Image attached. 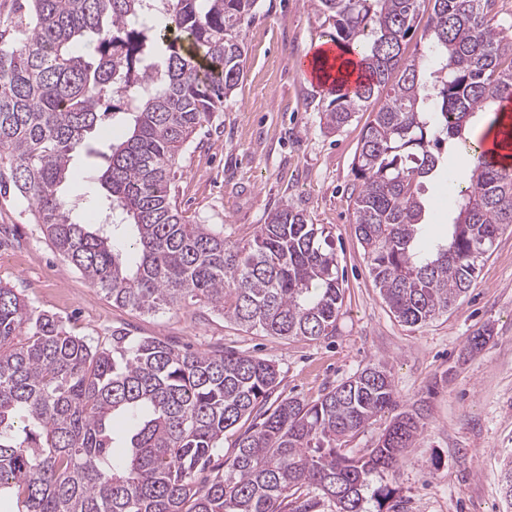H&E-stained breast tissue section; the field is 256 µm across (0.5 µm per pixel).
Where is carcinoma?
I'll use <instances>...</instances> for the list:
<instances>
[{"mask_svg":"<svg viewBox=\"0 0 512 512\" xmlns=\"http://www.w3.org/2000/svg\"><path fill=\"white\" fill-rule=\"evenodd\" d=\"M323 36L363 73L332 80L317 105L331 132L386 92L353 160V215L369 274L393 316L416 327L464 298L512 225V167L467 140L478 114L512 103V20L497 0H310ZM258 0H20L0 28V165L55 251L112 303L140 313L203 302L245 330L290 340L336 333L338 261L322 224L291 205L253 238L191 224L171 176L191 135L224 111L243 78L244 32ZM419 55L404 57L413 36ZM126 101L112 132L109 97ZM99 130L102 145L86 142ZM469 145L467 185L448 232L418 244L424 183L445 144ZM101 172L112 228L71 219L61 193L74 153ZM280 384L275 361L193 352L112 331L69 333L0 283V507L17 512H383L382 483L421 435L377 363L313 404L281 400L241 433L217 472L224 433ZM398 410L377 446H344ZM307 494H302V491ZM376 503V510L368 508Z\"/></svg>","mask_w":512,"mask_h":512,"instance_id":"obj_1","label":"carcinoma"}]
</instances>
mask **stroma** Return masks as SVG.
Listing matches in <instances>:
<instances>
[{
    "label": "stroma",
    "instance_id": "stroma-1",
    "mask_svg": "<svg viewBox=\"0 0 512 512\" xmlns=\"http://www.w3.org/2000/svg\"><path fill=\"white\" fill-rule=\"evenodd\" d=\"M321 32L309 0H259L246 29L244 77L177 156L175 194L189 223L223 225L225 237L240 244L285 204L325 225L345 289L335 335L276 339L226 322L202 303L151 315L115 306L52 248L13 191L0 194V281L21 288L34 310L58 316L78 336L102 340L123 327L195 351L273 360L281 383L271 408L290 397L314 403L367 365L386 363L399 405L427 410L421 437L386 478L399 512H512L500 490L502 466L512 460V227L448 313L413 328L394 318L369 274L349 199L368 115L324 132L315 110L320 91L297 76ZM459 158L450 144L441 158L448 176L427 184L431 231L456 216L446 197L449 180L466 179ZM65 192L75 222L104 220L105 191L82 153L72 157ZM486 328L485 347L468 354L470 338Z\"/></svg>",
    "mask_w": 512,
    "mask_h": 512
}]
</instances>
